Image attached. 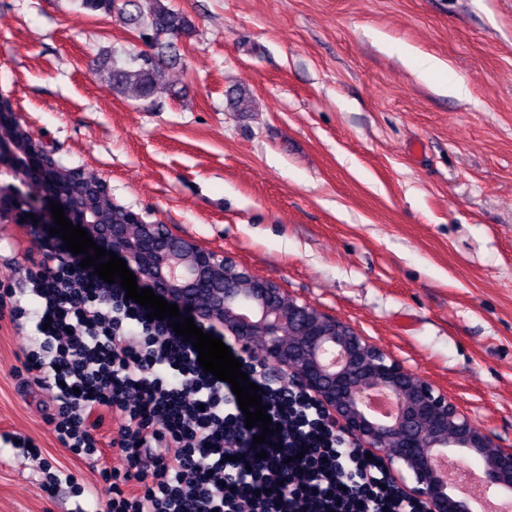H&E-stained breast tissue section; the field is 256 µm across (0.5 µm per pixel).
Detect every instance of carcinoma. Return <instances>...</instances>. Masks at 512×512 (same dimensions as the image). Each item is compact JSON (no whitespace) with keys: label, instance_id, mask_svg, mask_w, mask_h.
Returning a JSON list of instances; mask_svg holds the SVG:
<instances>
[{"label":"carcinoma","instance_id":"carcinoma-1","mask_svg":"<svg viewBox=\"0 0 512 512\" xmlns=\"http://www.w3.org/2000/svg\"><path fill=\"white\" fill-rule=\"evenodd\" d=\"M81 5L92 12H118L124 24L144 42L145 48L122 63L108 54L102 55L100 64L112 86L121 90L132 86L139 98L150 101L165 93L156 75L164 67L182 64L178 43L195 32L192 18L174 8L169 0H81ZM230 100L234 111H252L253 96L247 90H234ZM17 131L18 155L24 160L37 143L30 139L26 125H19Z\"/></svg>","mask_w":512,"mask_h":512}]
</instances>
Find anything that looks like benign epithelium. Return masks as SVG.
Here are the masks:
<instances>
[{
    "label": "benign epithelium",
    "instance_id": "1",
    "mask_svg": "<svg viewBox=\"0 0 512 512\" xmlns=\"http://www.w3.org/2000/svg\"><path fill=\"white\" fill-rule=\"evenodd\" d=\"M20 122L16 112L0 114V170L19 180L0 188L1 223L20 217L25 232L45 237L56 226L49 202L62 205L72 225L126 261L141 286L177 305L197 325L233 336L289 386L317 402L329 424L356 437L374 462L400 477L396 492L419 503L423 512H472L439 470L438 459L447 448L462 449L461 464L478 458L488 486L512 491V449L497 447L447 394L387 360L350 324L298 302L275 281L253 280L235 257L178 237L168 224L148 223L128 208L120 220L95 215L75 195L72 182L57 178L59 161L44 146L34 154L42 180L21 178L22 164L13 149ZM375 388L395 400L388 421L367 410L365 396Z\"/></svg>",
    "mask_w": 512,
    "mask_h": 512
}]
</instances>
